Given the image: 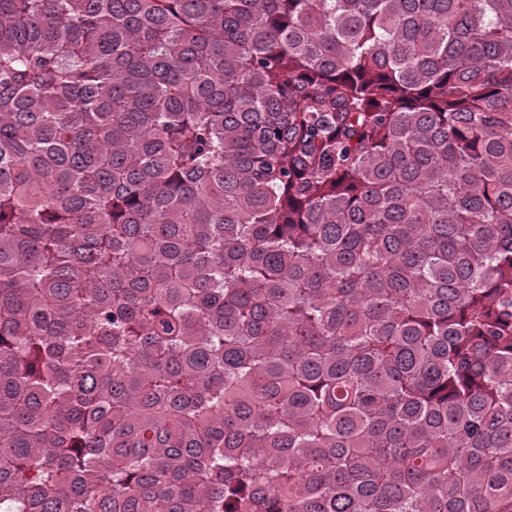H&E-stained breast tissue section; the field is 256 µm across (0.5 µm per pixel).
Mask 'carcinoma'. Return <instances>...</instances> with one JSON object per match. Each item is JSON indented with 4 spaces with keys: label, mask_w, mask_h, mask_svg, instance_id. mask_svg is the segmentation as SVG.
<instances>
[{
    "label": "carcinoma",
    "mask_w": 512,
    "mask_h": 512,
    "mask_svg": "<svg viewBox=\"0 0 512 512\" xmlns=\"http://www.w3.org/2000/svg\"><path fill=\"white\" fill-rule=\"evenodd\" d=\"M0 512H512V0H0Z\"/></svg>",
    "instance_id": "1"
}]
</instances>
